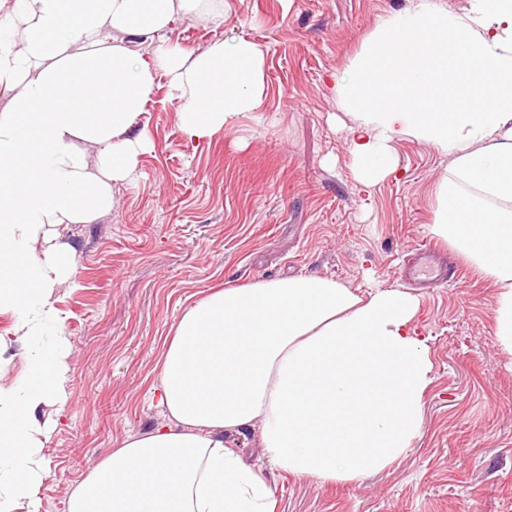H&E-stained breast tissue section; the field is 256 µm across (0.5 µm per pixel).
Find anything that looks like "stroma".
Returning <instances> with one entry per match:
<instances>
[{"label": "stroma", "instance_id": "obj_1", "mask_svg": "<svg viewBox=\"0 0 512 512\" xmlns=\"http://www.w3.org/2000/svg\"><path fill=\"white\" fill-rule=\"evenodd\" d=\"M410 0H203L171 41L199 52L246 35L265 56L259 111L188 143L160 78L132 134L149 146L111 210L56 228L74 253L55 306L70 340L71 383L44 441L42 512L130 437L166 420L156 389L173 325L211 289L316 275L351 288H407V250L454 247L432 235L434 189L448 175L435 147L396 143L400 175L356 177L335 77L351 74L382 21ZM433 364L419 434L405 456L357 483L324 485L272 466L257 430L229 436L261 466L276 512H512V356L495 337L494 286L456 260L449 281L416 288Z\"/></svg>", "mask_w": 512, "mask_h": 512}]
</instances>
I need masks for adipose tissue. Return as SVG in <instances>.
I'll list each match as a JSON object with an SVG mask.
<instances>
[{"label":"adipose tissue","instance_id":"ef3b65f1","mask_svg":"<svg viewBox=\"0 0 512 512\" xmlns=\"http://www.w3.org/2000/svg\"><path fill=\"white\" fill-rule=\"evenodd\" d=\"M201 0H0V354L28 340L25 372L0 386V512H39V413L65 405L69 338L54 306L71 276L50 230L111 210L147 148L131 135L157 75L169 79L191 142L258 111L264 52L244 36L200 52L167 39ZM151 36L149 57L126 37ZM359 182L397 169L410 138L448 156L433 235L496 289V342L512 355V0L451 13L412 0L388 17L350 77L336 81ZM418 298L359 292L331 277L227 287L183 313L163 355L166 423L127 438L74 488L69 512H275L261 469L225 436L260 429L266 459L323 484L352 483L416 439L432 362L414 325ZM54 328L52 340L36 336Z\"/></svg>","mask_w":512,"mask_h":512}]
</instances>
